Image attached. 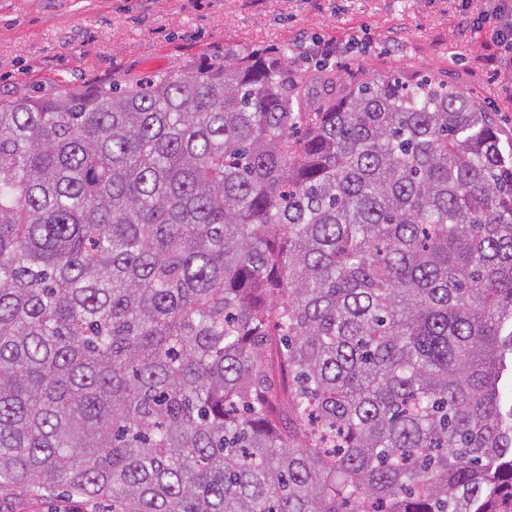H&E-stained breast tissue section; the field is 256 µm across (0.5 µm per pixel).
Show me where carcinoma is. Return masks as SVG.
I'll return each mask as SVG.
<instances>
[{"label": "carcinoma", "mask_w": 512, "mask_h": 512, "mask_svg": "<svg viewBox=\"0 0 512 512\" xmlns=\"http://www.w3.org/2000/svg\"><path fill=\"white\" fill-rule=\"evenodd\" d=\"M292 58L0 100V495L512 512V145Z\"/></svg>", "instance_id": "cac0c4a2"}]
</instances>
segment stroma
<instances>
[{
	"label": "stroma",
	"instance_id": "35a3bbf8",
	"mask_svg": "<svg viewBox=\"0 0 512 512\" xmlns=\"http://www.w3.org/2000/svg\"><path fill=\"white\" fill-rule=\"evenodd\" d=\"M0 0V100L87 91L223 56L289 45L313 67L317 41H359L336 59L342 80L418 63L473 92L512 137V99L489 78L485 33L467 18L492 0ZM64 489L0 502V512H104Z\"/></svg>",
	"mask_w": 512,
	"mask_h": 512
}]
</instances>
